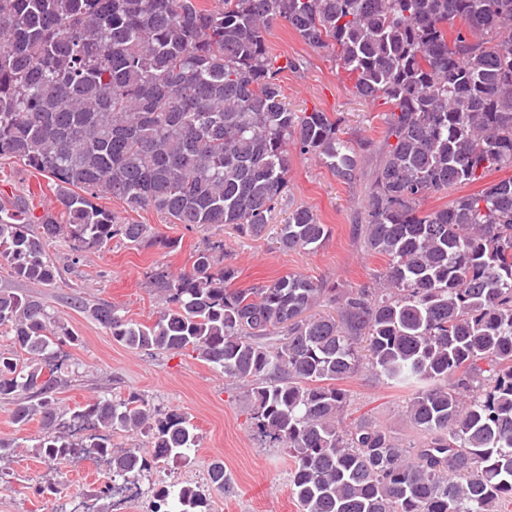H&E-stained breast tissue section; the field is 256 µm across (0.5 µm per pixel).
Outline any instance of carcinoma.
Returning a JSON list of instances; mask_svg holds the SVG:
<instances>
[{"label":"carcinoma","instance_id":"carcinoma-1","mask_svg":"<svg viewBox=\"0 0 512 512\" xmlns=\"http://www.w3.org/2000/svg\"><path fill=\"white\" fill-rule=\"evenodd\" d=\"M288 26L332 50L365 102L392 105L388 145L365 187L363 237L386 266L369 285L287 273L233 288L224 242L191 268L152 269L162 302L149 325L108 302L74 306L128 349L196 358L248 387L258 433L288 450L300 512H502L512 501V175L434 210L435 192L512 169V0H0V161L49 179L55 206L0 203V266L50 287L47 252L118 238L172 248L99 203L151 208L174 224L231 225L261 238L288 186L293 150L350 181L344 120L288 105L266 35ZM330 228L308 208L279 225L283 251L316 250ZM0 400L41 424L35 454L53 464L103 459L135 484L169 460L192 461L196 428L141 396H97L71 413L78 339L43 298L0 289ZM365 369L410 391L405 444L374 419L340 420L341 382ZM117 432L151 449L114 448ZM207 485L153 484L151 512H211Z\"/></svg>","mask_w":512,"mask_h":512}]
</instances>
